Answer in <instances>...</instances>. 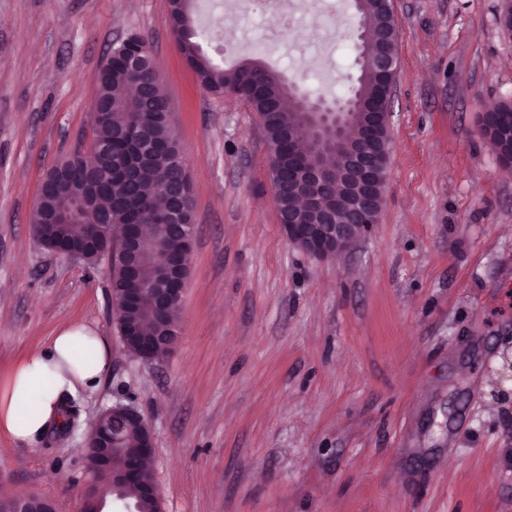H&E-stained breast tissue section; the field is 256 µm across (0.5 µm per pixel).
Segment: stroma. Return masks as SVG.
<instances>
[{"instance_id":"35a3bbf8","label":"stroma","mask_w":512,"mask_h":512,"mask_svg":"<svg viewBox=\"0 0 512 512\" xmlns=\"http://www.w3.org/2000/svg\"><path fill=\"white\" fill-rule=\"evenodd\" d=\"M505 0H393L400 70L380 222L317 259L282 234L257 112L205 92L167 25L169 0H0V377L66 324L112 347L80 422L121 401L152 428L164 512H512V169L481 136L512 102ZM286 47L233 18L204 52L260 57L314 94H344L347 0H303ZM333 18L332 41L302 26ZM151 46L194 189L196 245L179 336L147 363L124 347L109 261L54 255L29 218L45 171L90 150L94 74L129 34ZM82 433L45 446L0 439V497L82 512Z\"/></svg>"}]
</instances>
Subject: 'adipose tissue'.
Segmentation results:
<instances>
[{
    "label": "adipose tissue",
    "mask_w": 512,
    "mask_h": 512,
    "mask_svg": "<svg viewBox=\"0 0 512 512\" xmlns=\"http://www.w3.org/2000/svg\"><path fill=\"white\" fill-rule=\"evenodd\" d=\"M94 353L82 364L78 353ZM112 366V351L97 330L68 324L25 355L0 384V436L20 442L42 438L70 396L96 390Z\"/></svg>",
    "instance_id": "1"
}]
</instances>
